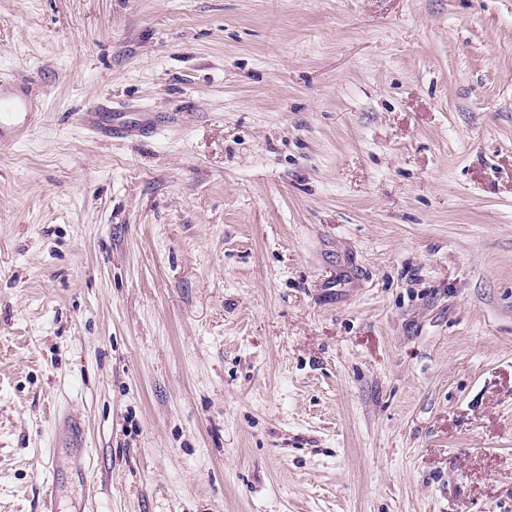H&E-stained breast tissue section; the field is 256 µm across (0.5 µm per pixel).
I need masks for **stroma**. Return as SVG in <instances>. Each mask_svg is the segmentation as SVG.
<instances>
[{
	"label": "stroma",
	"instance_id": "35a3bbf8",
	"mask_svg": "<svg viewBox=\"0 0 512 512\" xmlns=\"http://www.w3.org/2000/svg\"><path fill=\"white\" fill-rule=\"evenodd\" d=\"M0 78V512H512V0H0ZM32 102L27 92L0 80V144L16 140L25 130L32 114Z\"/></svg>",
	"mask_w": 512,
	"mask_h": 512
}]
</instances>
